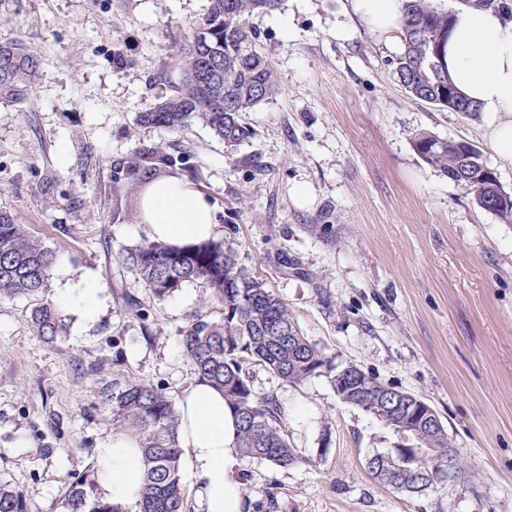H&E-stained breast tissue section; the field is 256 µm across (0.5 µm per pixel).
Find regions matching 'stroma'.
Wrapping results in <instances>:
<instances>
[{
  "label": "stroma",
  "mask_w": 512,
  "mask_h": 512,
  "mask_svg": "<svg viewBox=\"0 0 512 512\" xmlns=\"http://www.w3.org/2000/svg\"><path fill=\"white\" fill-rule=\"evenodd\" d=\"M343 0H282L252 17L274 66L275 97L246 113L255 135L235 150L195 124L179 137L137 115L177 74L173 37L207 0H0V42L42 58L29 99L0 104V209L52 251L48 296L99 288L91 320L60 307L65 334L45 343L25 298L0 300V480L27 512H61L73 474L109 437L83 409L114 362L180 400L194 369L180 348L203 281L165 299L144 288L127 249L146 237L139 208L112 211V163L139 143L178 139L181 180L214 208L217 238L288 307L337 363L421 397L465 474L398 493L367 468L402 444L338 397L328 375L298 386L253 367L302 463L240 458L244 512H512V224L480 209L415 152L416 132L480 146L506 187L483 118L410 98L394 48L364 28L336 37ZM307 185V202L294 187ZM146 314L129 316V303Z\"/></svg>",
  "instance_id": "1"
}]
</instances>
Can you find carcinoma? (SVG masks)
<instances>
[{"instance_id":"1","label":"carcinoma","mask_w":512,"mask_h":512,"mask_svg":"<svg viewBox=\"0 0 512 512\" xmlns=\"http://www.w3.org/2000/svg\"><path fill=\"white\" fill-rule=\"evenodd\" d=\"M279 0H208L205 13L179 34L169 57L179 75L171 93L159 96L140 113L139 123L179 134L199 122L234 147L251 135L242 122L277 93L272 63L259 44L250 18L270 13ZM400 52L389 59L394 75L414 99L443 111L463 110L478 116L477 102L456 91L458 103L448 104V86L455 85L445 64L448 11L437 0H404L400 21ZM41 59L24 44L0 42V102L26 100ZM413 147L422 160L451 177L464 164L472 176L454 183L472 195L482 210L512 224V196L495 195L490 181L478 179L487 164L483 151L466 140H448L419 131ZM186 156L161 145H143L112 164V182L142 192L156 180L181 170ZM144 287L156 298L173 295L186 282L202 280L210 288L203 309L191 315L181 335L184 356L197 377L224 393L237 418L238 451L278 467L303 462L281 427V409L272 395H258L250 369L261 365L282 381L299 385L323 373L340 399L368 413L379 409L381 384L354 364L337 368L335 358L308 341L288 307L265 288L237 253L222 240L209 239L181 248L146 240L127 252ZM53 254L33 239L26 225L0 210V299L36 300L30 324L45 341L63 335L64 323L47 295ZM87 407L100 410L113 431L137 445L140 493L134 506L97 492L92 471L76 474L61 493L63 512H186L178 435L181 416L166 389L125 372L93 389ZM414 444L369 458L368 468L383 484L400 493H419L442 479L448 470L460 475L465 467L453 454L443 426L411 437ZM0 512H25L18 486L0 482Z\"/></svg>"}]
</instances>
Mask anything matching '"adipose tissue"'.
Returning <instances> with one entry per match:
<instances>
[{"instance_id":"ef3b65f1","label":"adipose tissue","mask_w":512,"mask_h":512,"mask_svg":"<svg viewBox=\"0 0 512 512\" xmlns=\"http://www.w3.org/2000/svg\"><path fill=\"white\" fill-rule=\"evenodd\" d=\"M401 0H348L347 8L388 44L401 41ZM453 31L445 59L461 92L488 118L499 157L512 163V16L462 0L451 9ZM142 225L150 239L182 245L212 237L213 207L177 179L153 183L142 201ZM179 443L199 481L204 512H243L236 426L224 397L207 381L195 380L180 401ZM97 485L105 497L131 502L140 486L141 464L132 441L115 436L97 451Z\"/></svg>"}]
</instances>
